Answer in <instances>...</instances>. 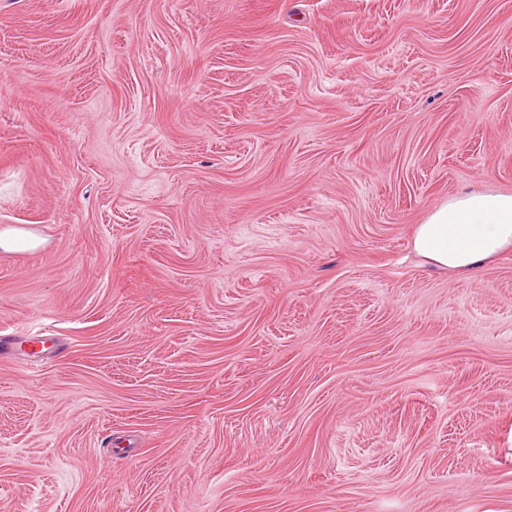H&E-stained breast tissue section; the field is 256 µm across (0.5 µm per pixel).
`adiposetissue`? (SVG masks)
<instances>
[{
	"label": "adipose tissue",
	"mask_w": 512,
	"mask_h": 512,
	"mask_svg": "<svg viewBox=\"0 0 512 512\" xmlns=\"http://www.w3.org/2000/svg\"><path fill=\"white\" fill-rule=\"evenodd\" d=\"M512 245V194L464 192L418 225L413 249L443 271L471 273Z\"/></svg>",
	"instance_id": "adipose-tissue-1"
}]
</instances>
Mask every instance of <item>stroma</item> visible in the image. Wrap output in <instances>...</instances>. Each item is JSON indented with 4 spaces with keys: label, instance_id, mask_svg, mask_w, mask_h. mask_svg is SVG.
Masks as SVG:
<instances>
[{
    "label": "stroma",
    "instance_id": "obj_1",
    "mask_svg": "<svg viewBox=\"0 0 512 512\" xmlns=\"http://www.w3.org/2000/svg\"><path fill=\"white\" fill-rule=\"evenodd\" d=\"M512 0H0V512H512ZM512 245V194L464 192L435 207L413 249L443 271L471 273Z\"/></svg>",
    "mask_w": 512,
    "mask_h": 512
}]
</instances>
